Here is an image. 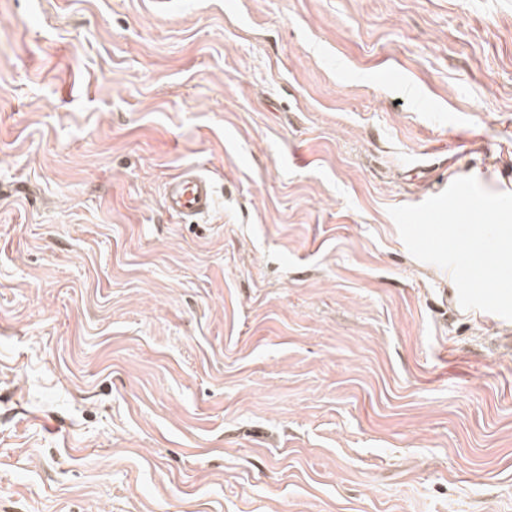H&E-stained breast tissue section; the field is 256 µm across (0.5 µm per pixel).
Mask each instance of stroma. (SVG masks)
<instances>
[{
	"label": "stroma",
	"mask_w": 512,
	"mask_h": 512,
	"mask_svg": "<svg viewBox=\"0 0 512 512\" xmlns=\"http://www.w3.org/2000/svg\"><path fill=\"white\" fill-rule=\"evenodd\" d=\"M465 176L512 0H0V512H512V321L388 213ZM215 198L214 182L200 168L187 166L167 184L163 204L171 216L201 220L213 211Z\"/></svg>",
	"instance_id": "1"
}]
</instances>
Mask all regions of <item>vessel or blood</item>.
Returning a JSON list of instances; mask_svg holds the SVG:
<instances>
[{"label": "vessel or blood", "mask_w": 512, "mask_h": 512, "mask_svg": "<svg viewBox=\"0 0 512 512\" xmlns=\"http://www.w3.org/2000/svg\"><path fill=\"white\" fill-rule=\"evenodd\" d=\"M215 198L214 182L200 168L188 166L167 184L163 204L172 216L201 220L211 214Z\"/></svg>", "instance_id": "vessel-or-blood-1"}]
</instances>
